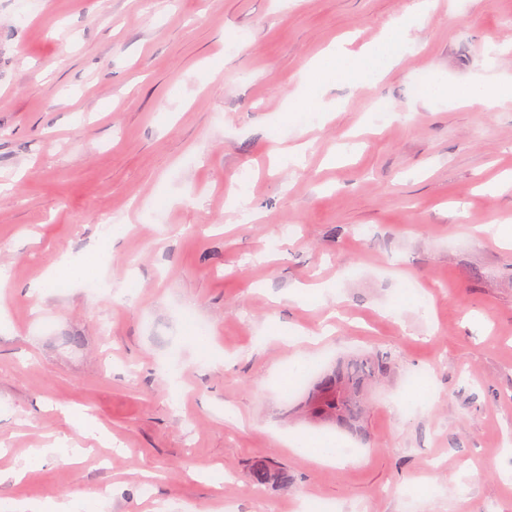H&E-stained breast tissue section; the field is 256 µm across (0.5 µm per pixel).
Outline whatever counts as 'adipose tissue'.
<instances>
[{"label": "adipose tissue", "instance_id": "1", "mask_svg": "<svg viewBox=\"0 0 512 512\" xmlns=\"http://www.w3.org/2000/svg\"><path fill=\"white\" fill-rule=\"evenodd\" d=\"M417 18L416 12L402 13L388 25L380 42L355 54L342 49L334 50L320 61V69L329 78L354 85L374 79L407 53L406 33ZM424 93L434 98L465 101L511 99L512 81L486 79L469 86L454 87L436 75L425 87Z\"/></svg>", "mask_w": 512, "mask_h": 512}]
</instances>
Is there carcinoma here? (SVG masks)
I'll use <instances>...</instances> for the list:
<instances>
[{
    "mask_svg": "<svg viewBox=\"0 0 512 512\" xmlns=\"http://www.w3.org/2000/svg\"><path fill=\"white\" fill-rule=\"evenodd\" d=\"M391 364L392 357L387 353L353 356L321 372L300 395L311 421L333 425L356 437L363 436L368 389L390 370ZM250 477L257 487L286 479L262 457L254 460Z\"/></svg>",
    "mask_w": 512,
    "mask_h": 512,
    "instance_id": "obj_1",
    "label": "carcinoma"
}]
</instances>
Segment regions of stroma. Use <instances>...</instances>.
Masks as SVG:
<instances>
[{"label": "stroma", "instance_id": "35a3bbf8", "mask_svg": "<svg viewBox=\"0 0 512 512\" xmlns=\"http://www.w3.org/2000/svg\"><path fill=\"white\" fill-rule=\"evenodd\" d=\"M414 3L0 0V500L512 512V100L413 90L512 79V0H428L391 69L307 92ZM375 351L365 441L279 394ZM250 477L253 485L257 487L266 486L272 482L286 479V476L276 470L270 461L262 457L254 460Z\"/></svg>", "mask_w": 512, "mask_h": 512}]
</instances>
